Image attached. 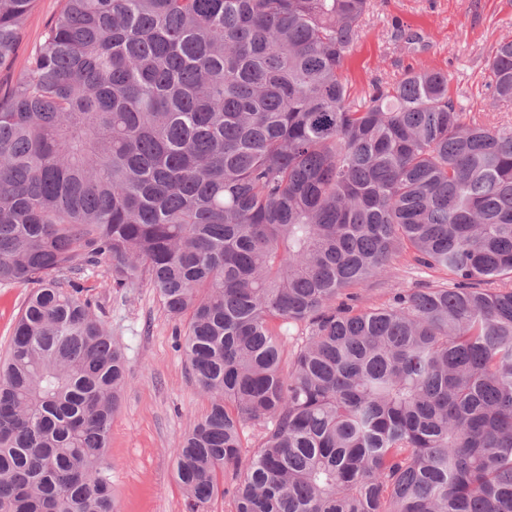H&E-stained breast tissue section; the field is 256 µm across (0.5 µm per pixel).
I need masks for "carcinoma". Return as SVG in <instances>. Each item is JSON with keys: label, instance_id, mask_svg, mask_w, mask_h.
<instances>
[{"label": "carcinoma", "instance_id": "1", "mask_svg": "<svg viewBox=\"0 0 512 512\" xmlns=\"http://www.w3.org/2000/svg\"><path fill=\"white\" fill-rule=\"evenodd\" d=\"M33 3L0 0V69ZM369 8L65 0L0 95V283L39 285L0 359V512H115L126 360L58 280L100 265L184 323L186 512L229 473L233 512H512V125L422 66L351 99ZM488 69L511 103V41ZM401 252L454 287L336 305Z\"/></svg>", "mask_w": 512, "mask_h": 512}]
</instances>
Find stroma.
I'll return each instance as SVG.
<instances>
[{
  "mask_svg": "<svg viewBox=\"0 0 512 512\" xmlns=\"http://www.w3.org/2000/svg\"><path fill=\"white\" fill-rule=\"evenodd\" d=\"M64 0H35L10 68L0 71L6 93L26 69L28 57ZM512 41V0H371L359 39L346 61L354 100L378 81L394 82L412 66L448 73L449 93L467 112L490 125L512 123V107L500 108L486 61ZM84 295L128 358V384L112 419L109 458L119 512H185L171 454L206 410L208 402L190 378L176 346V324L148 280L113 287L103 268L85 271ZM447 272L392 259L385 275L353 289L362 308L381 305L395 292L452 287ZM30 283L0 284V354L28 296Z\"/></svg>",
  "mask_w": 512,
  "mask_h": 512,
  "instance_id": "35a3bbf8",
  "label": "stroma"
}]
</instances>
